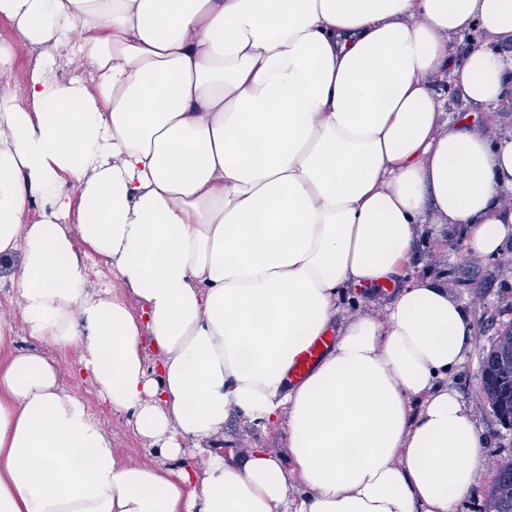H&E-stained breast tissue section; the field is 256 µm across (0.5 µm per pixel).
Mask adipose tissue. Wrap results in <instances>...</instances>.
I'll return each instance as SVG.
<instances>
[{
	"mask_svg": "<svg viewBox=\"0 0 512 512\" xmlns=\"http://www.w3.org/2000/svg\"><path fill=\"white\" fill-rule=\"evenodd\" d=\"M0 15L17 45L87 64L67 82L36 67L30 108L0 96V261L20 311L0 319V512H454L483 462L448 388L471 319L403 270L431 215L483 255L512 235V135L473 119L512 93V0H0ZM452 92L471 114L450 117ZM91 252L140 310L88 290ZM382 284L384 313L341 316L345 289ZM20 331L78 347L172 467L119 458L56 363L13 350ZM235 415L284 421L287 459L211 454Z\"/></svg>",
	"mask_w": 512,
	"mask_h": 512,
	"instance_id": "1",
	"label": "adipose tissue"
}]
</instances>
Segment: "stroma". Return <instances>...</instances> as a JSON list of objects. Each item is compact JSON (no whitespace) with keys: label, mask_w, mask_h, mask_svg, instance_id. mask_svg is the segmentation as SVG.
Instances as JSON below:
<instances>
[{"label":"stroma","mask_w":512,"mask_h":512,"mask_svg":"<svg viewBox=\"0 0 512 512\" xmlns=\"http://www.w3.org/2000/svg\"><path fill=\"white\" fill-rule=\"evenodd\" d=\"M469 230L464 224H421L415 230L411 266L416 275L432 278L446 286L472 318L474 350L466 362L448 377L454 390L476 422L484 438L485 467L469 493L458 501L455 512H482L484 497L493 481V464L512 460V426L500 422L483 391L482 358L502 326L512 323V236L496 255L471 263L459 253L467 244ZM64 371V388L82 396L95 423L112 437L121 458L157 465L161 456L138 435L128 417L112 413L102 402L89 375L81 369L80 351L74 346L46 348ZM287 431L277 423L255 427L238 417L224 425L223 437L214 439L216 454L239 457L249 448H266L284 454Z\"/></svg>","instance_id":"35a3bbf8"}]
</instances>
